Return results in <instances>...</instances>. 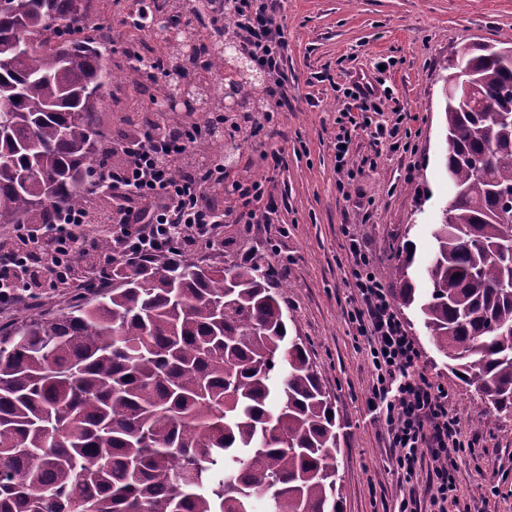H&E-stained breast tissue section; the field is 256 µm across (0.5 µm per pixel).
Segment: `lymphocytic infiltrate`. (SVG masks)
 Here are the masks:
<instances>
[{
	"mask_svg": "<svg viewBox=\"0 0 512 512\" xmlns=\"http://www.w3.org/2000/svg\"><path fill=\"white\" fill-rule=\"evenodd\" d=\"M201 23L229 28L266 73L262 115L243 117L233 126L234 131L259 135L275 113L288 105L284 65L289 40L281 0H215L211 16ZM337 99L343 115L354 111L378 114L391 101L392 92L387 87L355 83L341 88ZM208 137L207 123L193 119L160 136L133 128L104 144L106 160L98 184L112 200L107 215L112 226L111 249L98 252L87 247L79 232L80 225L91 219L84 210L64 212L58 224L20 236L17 247L0 250V311L14 305L16 280L69 287L78 275L71 259L79 252L93 269V284L98 287L111 282L113 266L142 263L159 254L179 256L209 245L219 237L227 219L238 224L273 223V209L261 204L269 187L265 180L235 179L231 203L224 210L208 203V190L224 181L223 164L195 150ZM345 237L354 289V306L347 318L355 337L366 342L375 370L369 397L372 410L395 452L398 474L411 484L422 466H430V504L437 512H448L449 506L458 503L457 459L475 454L477 441L463 437L451 395L422 367L421 351L377 275L364 240L351 231Z\"/></svg>",
	"mask_w": 512,
	"mask_h": 512,
	"instance_id": "1",
	"label": "lymphocytic infiltrate"
}]
</instances>
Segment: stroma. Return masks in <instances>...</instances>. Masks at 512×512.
I'll use <instances>...</instances> for the list:
<instances>
[{
	"mask_svg": "<svg viewBox=\"0 0 512 512\" xmlns=\"http://www.w3.org/2000/svg\"><path fill=\"white\" fill-rule=\"evenodd\" d=\"M281 14L290 44L291 104L269 142L235 135L228 168L233 178L272 176L276 221L225 225L223 252L200 250L193 257L212 265L263 255L286 281L288 333L305 342L336 413L340 512H397L412 491L428 512L427 473L415 487L401 484L367 403L374 371L367 346L347 322L352 277L343 229L351 227L376 253L379 276H386L406 239L416 244L418 262L426 261L450 195L445 67L470 41L512 47V0H283ZM388 59L394 65L386 84L418 133L417 152L378 155L366 133L357 132L345 197L336 190V87L374 81L376 63ZM407 331L428 372L452 395L462 434L480 439L476 454L458 460L460 512H512V416L478 406L474 388L449 371L421 326Z\"/></svg>",
	"mask_w": 512,
	"mask_h": 512,
	"instance_id": "1",
	"label": "stroma"
}]
</instances>
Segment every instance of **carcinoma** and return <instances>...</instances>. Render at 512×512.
<instances>
[{
	"label": "carcinoma",
	"instance_id": "1",
	"mask_svg": "<svg viewBox=\"0 0 512 512\" xmlns=\"http://www.w3.org/2000/svg\"><path fill=\"white\" fill-rule=\"evenodd\" d=\"M177 22L154 47L66 38L88 0H0V224H52L95 185L104 90L182 86L207 118L236 95L259 112L266 78L240 75L231 37L196 24L212 0H140ZM458 58L470 84L445 104L452 193L424 269L407 240L389 271L419 308L448 370L480 403L512 413V61L487 46ZM262 255L204 268L161 254L112 269V287L0 328V512H338L336 416L304 344L288 337Z\"/></svg>",
	"mask_w": 512,
	"mask_h": 512
}]
</instances>
